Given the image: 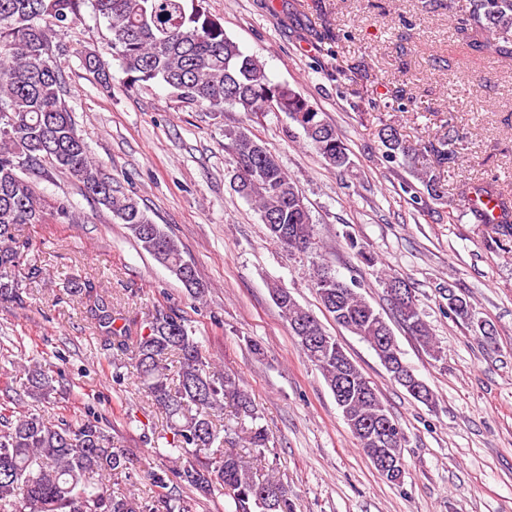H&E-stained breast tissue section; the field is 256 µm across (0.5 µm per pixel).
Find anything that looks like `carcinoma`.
Instances as JSON below:
<instances>
[{"instance_id":"1","label":"carcinoma","mask_w":512,"mask_h":512,"mask_svg":"<svg viewBox=\"0 0 512 512\" xmlns=\"http://www.w3.org/2000/svg\"><path fill=\"white\" fill-rule=\"evenodd\" d=\"M85 0H0V305H21L23 281H35L42 267L28 259L33 244L20 237L22 224H41L43 207L29 175L50 162L70 176L80 190L112 213L135 242L165 266L201 300L207 286L184 260L179 243L155 224L138 202L112 185L79 135L71 112L62 102L60 59L67 55L61 36L81 15ZM95 15L112 33L113 57L131 86L164 82L178 98L211 109L224 104L256 115L275 106L288 113L327 166L350 168L348 148L336 126L287 84L273 83L262 64L244 54L224 32L221 19L206 0H90ZM457 30L475 50L494 58L512 59V0H469ZM226 148L237 171V192L260 214L267 234L291 252L317 253L310 210L295 181L281 168L268 147L244 126L225 130ZM382 159L410 164L416 179L435 201L447 198L440 170L458 159L452 130L425 153L394 129L380 133ZM495 196L503 216L491 220L473 208L501 238L512 241V223L504 195L479 190L476 197ZM24 267L23 276L16 269ZM398 316L420 346L439 361L442 351L424 320L407 281L395 273L380 274ZM311 287L336 325L367 344L392 332L383 316L323 261H312ZM448 310L471 324L472 305L453 285L439 289ZM72 294L113 339L118 358L130 361L154 405L164 413L172 434L168 447L155 453L169 459V470L149 471L153 491L138 497L111 485V479L134 468L136 458L112 435L110 423L86 415L49 418L41 406L57 394V377L47 363L20 365L26 394L34 408L11 418L0 416V512H199L205 503L224 498V512H296L288 491L264 472L262 456L267 429L261 413L242 389L238 374L217 366L195 329L171 308H157L135 336L114 327L112 307L98 293L94 280L74 285ZM272 298L288 322L300 351L319 370L331 392L346 387L340 406L343 419L367 457L377 452L390 461L403 459L406 435L378 390L329 335L320 320L302 307L284 287ZM391 380L414 400L432 408L434 392L404 360L401 349L379 356ZM179 363L172 384L169 364ZM235 411L236 424L218 426L224 408ZM242 452H226L224 444Z\"/></svg>"}]
</instances>
